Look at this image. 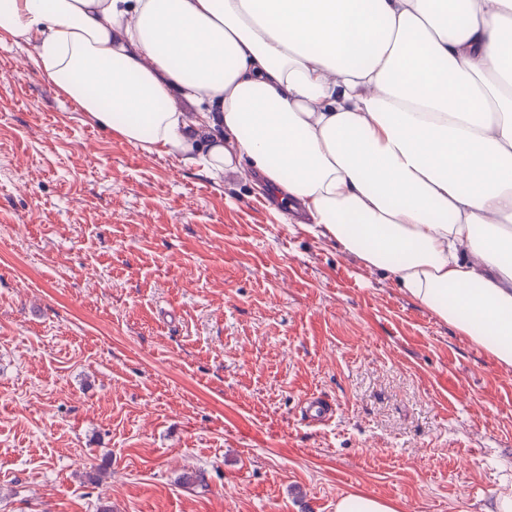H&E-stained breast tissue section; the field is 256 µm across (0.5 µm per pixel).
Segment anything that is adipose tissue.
I'll return each instance as SVG.
<instances>
[{"mask_svg": "<svg viewBox=\"0 0 512 512\" xmlns=\"http://www.w3.org/2000/svg\"><path fill=\"white\" fill-rule=\"evenodd\" d=\"M0 0L87 119L316 235L512 367V0Z\"/></svg>", "mask_w": 512, "mask_h": 512, "instance_id": "adipose-tissue-1", "label": "adipose tissue"}]
</instances>
